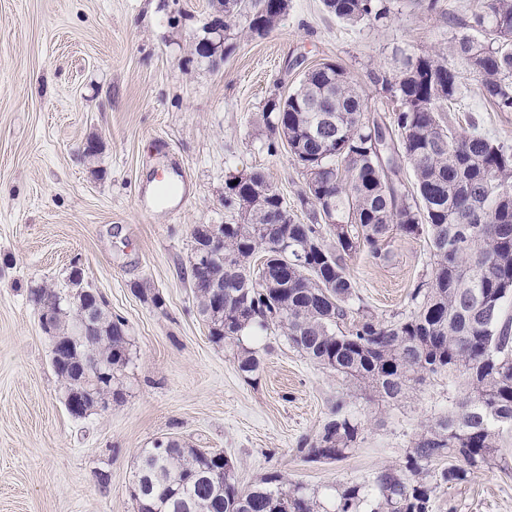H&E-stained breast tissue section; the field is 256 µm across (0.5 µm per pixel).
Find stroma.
I'll return each mask as SVG.
<instances>
[{
    "mask_svg": "<svg viewBox=\"0 0 512 512\" xmlns=\"http://www.w3.org/2000/svg\"><path fill=\"white\" fill-rule=\"evenodd\" d=\"M429 1L391 0L389 19L372 25L338 20L323 0H287L265 34L236 16L215 65L196 52L213 0H0V512H136L128 486L138 456L163 437L224 453L245 491L280 471L316 512H330L348 487L401 467L423 425L447 414V378L390 399L315 365L273 329L244 337L264 363L241 373L234 348L211 341L187 275L193 225L241 221L224 207L229 176L264 172L297 223H312L303 173L271 129L273 102L331 61L368 115L391 119L396 103L380 77L448 47L482 7ZM447 63L459 83L452 131L512 146V112L484 100L466 60ZM91 139L99 151L86 159ZM163 175L188 181L186 201L143 210ZM385 249V262L360 252L348 267L356 305L389 322L428 279L430 249L396 231ZM75 266L126 322L132 352L121 398L83 418L65 408L27 298ZM340 397L361 424L358 446L337 462L306 461L303 442ZM430 512H512V470L438 488Z\"/></svg>",
    "mask_w": 512,
    "mask_h": 512,
    "instance_id": "stroma-1",
    "label": "stroma"
}]
</instances>
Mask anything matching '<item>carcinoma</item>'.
I'll return each instance as SVG.
<instances>
[{
  "instance_id": "carcinoma-1",
  "label": "carcinoma",
  "mask_w": 512,
  "mask_h": 512,
  "mask_svg": "<svg viewBox=\"0 0 512 512\" xmlns=\"http://www.w3.org/2000/svg\"><path fill=\"white\" fill-rule=\"evenodd\" d=\"M337 19L377 24L390 16L387 0H324ZM242 0H224V15L214 29L227 30ZM248 30L263 34L284 9L266 0L250 4ZM483 40L463 34L449 51L467 59L479 76L485 100L512 112V0H484L473 17ZM399 102L389 139L369 122L363 101L344 69L337 65L309 73L288 95V107L272 104L274 128L287 137L292 160L302 169L303 205L328 222L331 240L319 224H280L283 197L262 171L225 183L224 206L238 208L242 222L224 225V253L213 272L224 281V318L213 322L211 339L237 347L240 372H259L262 356L241 346L248 329L277 328L289 345L324 369L366 384L387 398L405 395L430 376L448 378V415L424 426L404 465L378 473L369 487L347 488L334 512H429L434 489L456 485L468 474L496 462L503 429H512V147L476 132L454 135L442 112L458 93L455 72L441 51L407 62L394 80L381 77ZM335 120V138L316 136V116ZM407 162L414 175L413 194L402 192L396 176ZM416 237L427 233L431 247L429 279L411 293L413 311L395 321H380L353 308L354 285L347 260L364 251L386 256L392 231ZM262 254L260 276L252 265ZM295 263L280 276L281 254ZM67 288L41 283L28 290L35 303ZM82 306L60 307L54 331L75 333ZM98 333L78 337L77 352L53 370L64 394L79 387L74 363L85 355L112 363V373L130 361L125 324L98 308ZM360 423L339 398L331 415L305 441L309 461H340L355 449ZM450 464L429 471L432 462ZM273 472L264 486L239 489L234 465L222 453L206 457L182 443L140 454L130 487L139 501L160 512H313V503L296 486L283 488Z\"/></svg>"
}]
</instances>
